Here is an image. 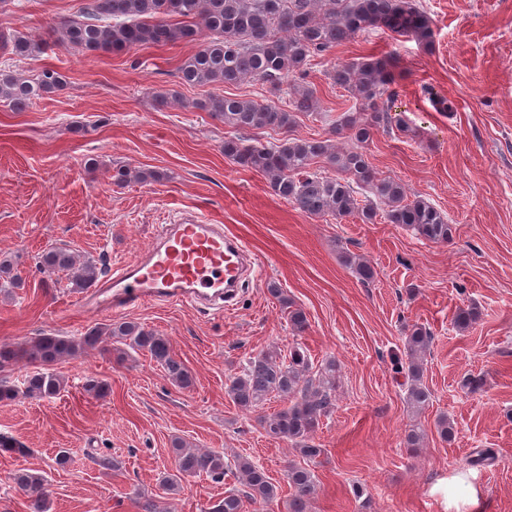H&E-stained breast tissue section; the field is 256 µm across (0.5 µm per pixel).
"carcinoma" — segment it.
Segmentation results:
<instances>
[{
  "mask_svg": "<svg viewBox=\"0 0 512 512\" xmlns=\"http://www.w3.org/2000/svg\"><path fill=\"white\" fill-rule=\"evenodd\" d=\"M80 14L81 18L63 21L52 29L54 42L103 53L129 52L148 44L192 43L196 50L178 67L181 83L238 85L257 80L272 93L291 77L305 79L313 58L371 30L412 37L427 47L434 41L433 21L414 0H87ZM0 42L19 57L37 56L48 46V41L33 40L17 30L0 33ZM397 67L398 60L387 55L348 62L332 72V82L355 100L354 108L343 113L332 128L334 134L348 132L356 142L346 151L336 149L327 138L293 136L298 115L317 111L318 102L309 87L292 85L293 95L286 108L273 101L219 95L197 101L194 107L235 131H280L282 138L276 143L228 137L224 139V157L243 169L264 174L272 192L301 212L357 216L366 224L381 214L388 223L407 226L427 241L446 242L451 227L445 215L425 199H408L404 185L380 176L365 151L379 128L391 122L384 96L393 95L390 87L395 83ZM64 87L63 76L54 69H43L33 80L0 69V103L16 111ZM317 163L336 174L327 176L313 170ZM111 179L120 187L131 181H158L160 175L117 164ZM356 185L368 189L372 198L360 203ZM37 268L42 274L66 273L68 284L77 291L92 287L98 277L95 264L78 262L66 247L43 251ZM0 278L6 288H19L24 283L14 262L4 256H0ZM268 292L288 310L292 330L303 332L308 325L305 312L291 308L276 284H271ZM107 338L147 353L171 384L181 389L193 385L192 375L173 352L168 337L138 322L123 321L91 326L79 337L45 333L22 346L1 344L0 371L20 362L32 366L33 371L22 390L0 380V402L14 401L21 395L56 397L65 388L56 366L99 347ZM429 345L430 336L421 327L413 328L405 341L407 402L417 411L430 402V392L422 383L423 357ZM335 380V362L327 361L314 372L307 353L295 346L286 358L276 350L250 358L241 374L231 377L227 392L243 411L256 410L272 396L289 401V406L261 417L260 424L267 435L292 442L294 451L310 461L322 453L312 437L321 418L334 407ZM172 453L174 473L163 480L168 491L189 478L205 475L220 482L229 473L243 486L241 493H224L210 512H243L246 500L264 506L278 496V487L264 468L246 456L229 461L220 452L191 449L178 439L172 442ZM286 478L294 489L290 512H307L317 492L313 472L291 462ZM12 479L26 497L28 512H47L42 475L19 469Z\"/></svg>",
  "mask_w": 512,
  "mask_h": 512,
  "instance_id": "cac0c4a2",
  "label": "carcinoma"
}]
</instances>
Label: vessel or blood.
Listing matches in <instances>:
<instances>
[{
	"label": "vessel or blood",
	"mask_w": 512,
	"mask_h": 512,
	"mask_svg": "<svg viewBox=\"0 0 512 512\" xmlns=\"http://www.w3.org/2000/svg\"><path fill=\"white\" fill-rule=\"evenodd\" d=\"M259 265L223 225L192 214L160 225L150 247L89 290L82 304L105 313L154 302L218 304L234 298Z\"/></svg>",
	"instance_id": "1"
}]
</instances>
